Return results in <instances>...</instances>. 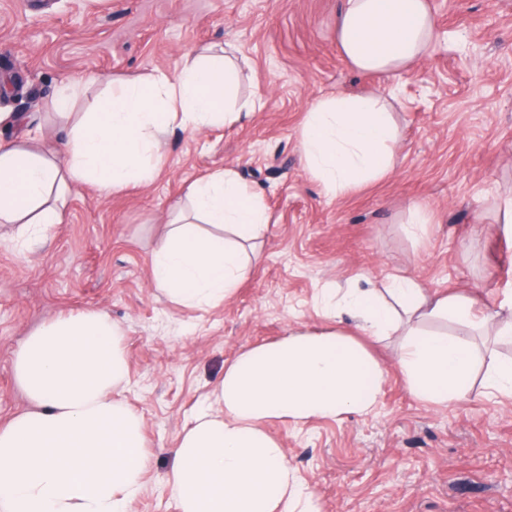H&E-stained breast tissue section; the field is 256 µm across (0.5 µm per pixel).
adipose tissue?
Here are the masks:
<instances>
[{"mask_svg": "<svg viewBox=\"0 0 512 512\" xmlns=\"http://www.w3.org/2000/svg\"><path fill=\"white\" fill-rule=\"evenodd\" d=\"M438 37L430 0H344L336 46L352 69L390 76L416 66ZM239 72L223 51L184 56L176 77L154 72L112 86L91 111L74 113L63 85L52 109L65 121L66 161L32 141L0 143V222L27 240L62 223L74 185L119 191L151 181L160 135L218 128L256 108L239 101ZM308 172L332 197L377 181L394 167L398 130L380 96L344 91L311 102L299 133ZM191 214H177L157 240L152 282L194 307L231 297L250 268L249 243L269 217L237 175L218 170L190 191ZM325 317L354 326L289 333L246 349L224 369L214 408L184 429L168 481L179 512H318L302 493L266 422L369 414L385 377L367 339L402 318L452 317L471 330L512 340V320L477 311L464 293L428 297L409 277L385 293L351 289L327 296ZM398 366L407 390L432 403L466 394L473 350L444 335L408 331ZM122 334L103 311L71 312L40 325L18 347L15 378L32 404L0 422V512H129L147 466L141 417L117 400L128 367Z\"/></svg>", "mask_w": 512, "mask_h": 512, "instance_id": "obj_1", "label": "adipose tissue"}]
</instances>
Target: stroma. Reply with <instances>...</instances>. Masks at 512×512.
<instances>
[{
	"label": "stroma",
	"mask_w": 512,
	"mask_h": 512,
	"mask_svg": "<svg viewBox=\"0 0 512 512\" xmlns=\"http://www.w3.org/2000/svg\"><path fill=\"white\" fill-rule=\"evenodd\" d=\"M440 37L414 68L386 77L352 70L336 48L342 0H0V141L64 134L46 103L62 81L83 112L109 82L175 73L184 54L235 49L238 95L257 107L215 130L175 131L147 184L115 193L73 188L62 223L26 246L0 224V420L28 410L13 359L57 316L102 310L121 329V394L142 416L148 465L130 512H179L168 485L174 448L241 351L291 332L333 330L317 312L355 274L383 287L408 274L429 295L463 291L478 307L512 302V0H431ZM343 90L390 105L399 138L382 180L341 198L305 169L299 131L314 99ZM233 168L270 215L250 271L222 303L184 307L154 288L155 243L189 187ZM420 211L425 223L412 221ZM466 396L434 405L411 395L397 364L405 338L378 337L387 370L367 415L274 419L298 483L319 512H512V398L490 395L486 369L512 344L482 332Z\"/></svg>",
	"instance_id": "stroma-1"
}]
</instances>
